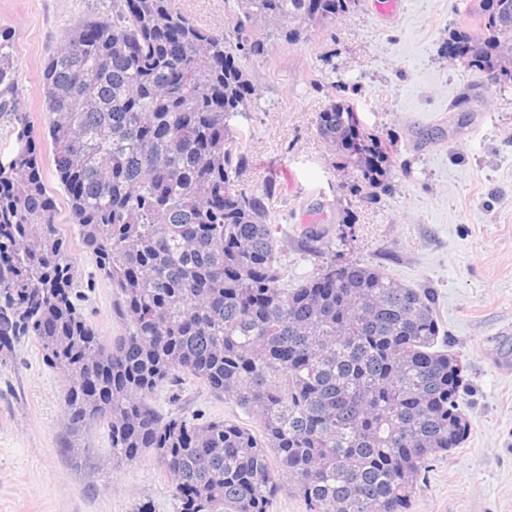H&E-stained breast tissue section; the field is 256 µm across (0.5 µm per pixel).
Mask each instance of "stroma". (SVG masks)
<instances>
[{
    "instance_id": "obj_1",
    "label": "stroma",
    "mask_w": 512,
    "mask_h": 512,
    "mask_svg": "<svg viewBox=\"0 0 512 512\" xmlns=\"http://www.w3.org/2000/svg\"><path fill=\"white\" fill-rule=\"evenodd\" d=\"M376 0L303 23L287 42L267 28L265 58L250 62L258 87L251 112L232 119L248 131L246 187L277 190L269 207L288 235L279 263L289 286L329 261L383 265L396 280L435 292L441 332L466 366L459 405L466 441L430 461L411 512H512V82L503 84L444 46L460 21L483 30L478 0ZM109 0H0L12 31L19 87L34 136L47 142L40 69L67 29ZM354 102L386 148L380 185L354 191L358 173L320 136L319 113ZM329 231L330 249L300 247L303 227ZM85 315L100 335H118L112 290L89 254L73 247ZM61 373L35 343H16L0 366V512H175L171 484L153 455L117 468L104 429L70 456ZM179 409L253 425L233 402L190 383Z\"/></svg>"
}]
</instances>
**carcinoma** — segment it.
Instances as JSON below:
<instances>
[{"label": "carcinoma", "instance_id": "cac0c4a2", "mask_svg": "<svg viewBox=\"0 0 512 512\" xmlns=\"http://www.w3.org/2000/svg\"><path fill=\"white\" fill-rule=\"evenodd\" d=\"M229 29L198 25L175 0H111L79 19L48 56L40 85L55 171L83 251L112 288L122 332L99 336L80 305L71 248L21 98L11 31L0 29V116L15 133L0 160V365L35 341L69 380L65 443L77 455L107 430L113 465L147 453L172 478L177 512H271L284 492L309 512H409L433 458L469 423L462 360L440 343L434 292L372 264L330 263L284 283L269 183L241 185L256 85L246 61L270 26L333 20L358 0H226ZM481 42L447 50L512 81V0H480ZM324 138L349 146L365 185L381 149L357 107L319 113ZM301 244L328 248L325 228ZM195 380L258 421L164 417L151 404Z\"/></svg>", "mask_w": 512, "mask_h": 512}]
</instances>
